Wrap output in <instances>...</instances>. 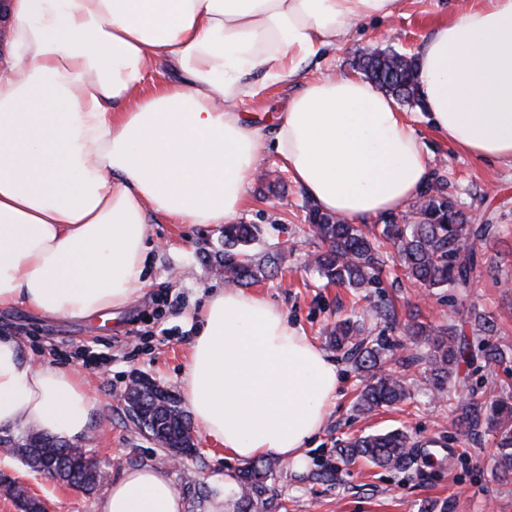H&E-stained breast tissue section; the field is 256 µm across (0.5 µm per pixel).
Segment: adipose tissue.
<instances>
[{"label": "adipose tissue", "instance_id": "1", "mask_svg": "<svg viewBox=\"0 0 512 512\" xmlns=\"http://www.w3.org/2000/svg\"><path fill=\"white\" fill-rule=\"evenodd\" d=\"M399 0H7L0 9V309L110 318L142 298L149 216L227 224L261 151L325 213L367 223L425 190L422 138L354 75L308 81L271 126L238 103L287 82ZM419 94L458 151L512 163V0H481L416 50ZM167 66L179 82L150 84ZM337 366L267 298L209 291L182 380L226 457L293 465L336 399ZM93 400L73 369L0 336V429L83 438ZM98 512H183L160 467L124 471Z\"/></svg>", "mask_w": 512, "mask_h": 512}]
</instances>
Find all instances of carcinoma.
Here are the masks:
<instances>
[{
	"instance_id": "1",
	"label": "carcinoma",
	"mask_w": 512,
	"mask_h": 512,
	"mask_svg": "<svg viewBox=\"0 0 512 512\" xmlns=\"http://www.w3.org/2000/svg\"><path fill=\"white\" fill-rule=\"evenodd\" d=\"M358 65L366 77L379 89L397 101L422 106L417 85L416 59L395 51L366 52L358 57ZM311 236L319 249L312 253L310 263L327 282L360 292L379 285L382 252L391 246L405 274L415 285L428 291L452 289L465 292L481 274L478 246L487 241L494 230L489 223L472 224L459 208L455 197L439 186L428 185L417 205V218L407 223L393 215H385L376 225L377 232L367 236L362 229L334 214L312 207L308 211ZM260 228L255 224L224 225V255L221 263L228 281L250 285L265 276L266 267L250 254V247L259 240ZM472 328V336H459L453 324L436 328L413 314L407 333L428 347L426 362L440 397L456 401L453 409L457 427L462 433L494 437L498 453L495 469L504 477L512 475V397L489 401H459V383L453 381L459 366L481 361L491 367L506 361L498 347L485 344V337L496 330L493 317L471 307L464 315ZM330 344L342 353V359L366 373L367 383L358 396L362 412L390 406L405 400L408 390L404 383L385 370L388 357L399 345L394 340L363 335V329L351 321L336 323L330 332ZM132 404L140 410L139 428L157 438L169 448L184 455L192 452L185 432L187 415L171 394L148 381L134 392ZM21 447L30 452L21 454L23 463L35 470L41 460L52 459L61 472V482L79 484L92 461L83 451L41 436H26ZM346 465L360 460L391 471H404L413 455L410 436L403 430H392L363 436L336 449ZM273 465L258 460L239 470L237 512H257L258 509H283L268 495L267 481Z\"/></svg>"
}]
</instances>
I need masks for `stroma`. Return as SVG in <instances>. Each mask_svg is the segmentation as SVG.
Masks as SVG:
<instances>
[{"mask_svg":"<svg viewBox=\"0 0 512 512\" xmlns=\"http://www.w3.org/2000/svg\"><path fill=\"white\" fill-rule=\"evenodd\" d=\"M479 0H402L389 18H371L352 27L336 48L304 64L301 78L289 85L269 84L241 106L256 123H269L296 95L306 79L357 73L361 51L396 50L412 54L436 25L477 5ZM416 126L428 151L431 171L453 193L461 208L479 221L494 224L483 244L482 273L467 295L426 291L405 276L393 253H386L380 285L368 295L326 284L307 266L317 248L309 234V199L293 183L283 162L264 153L237 218L261 225L263 233L251 252L258 259L282 254L274 276L253 284L288 315L306 336L336 363L340 390L320 432L308 443L306 464L280 463L271 485L288 512H420L430 500H451L454 512H512V479L499 478L497 448L488 434L462 435L452 425L453 413L430 382L421 357L424 344L401 328L410 311L436 326L460 324L469 307L491 315L498 330L489 342L512 353V164L474 160L444 142L425 114H415ZM151 252L150 284L131 306L103 320H61L16 306L0 310V334L18 342L24 359L77 370L84 375L95 407L89 433L78 447L99 460L109 478L144 466L165 468L181 494L184 512H236L237 488L225 485L236 476L239 461L202 440L183 463H168L165 452L135 432L119 401L132 376L152 379L180 394L183 368L193 339L196 310L211 289L225 280L215 262L224 243L220 224H174L156 218ZM395 311L391 325L377 318L379 308ZM358 320L366 334L401 341L388 370L405 383L410 396L400 404L365 414L357 397L365 385L363 373L330 349L328 336L337 320ZM104 362L89 364L87 352ZM395 428L406 430L420 454L410 469L389 472L360 461L338 466L336 450L353 438ZM337 466L333 479L321 478L323 465ZM25 482L31 494L47 501L52 512H96L102 490L86 493L39 477L19 458L0 453V474Z\"/></svg>","mask_w":512,"mask_h":512,"instance_id":"obj_1","label":"stroma"}]
</instances>
